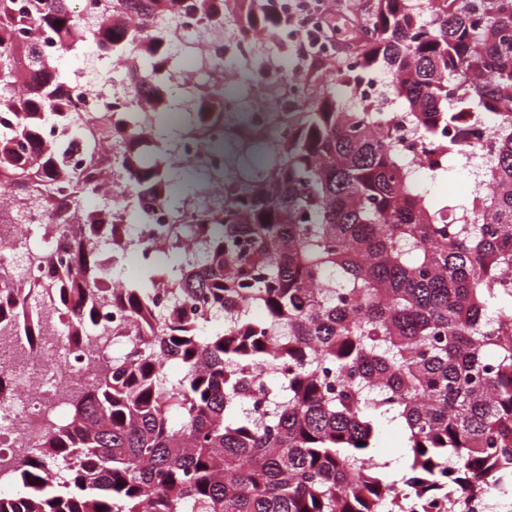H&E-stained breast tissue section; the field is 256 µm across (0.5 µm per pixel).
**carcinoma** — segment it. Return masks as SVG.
I'll return each mask as SVG.
<instances>
[{"mask_svg": "<svg viewBox=\"0 0 512 512\" xmlns=\"http://www.w3.org/2000/svg\"><path fill=\"white\" fill-rule=\"evenodd\" d=\"M88 29L74 0H0V232L35 213L57 217V245L24 283L0 266V336L34 351L60 327L94 358L125 336L135 354L96 369L68 398L65 422L39 428L16 469H0L24 512H464L491 491L512 500V0H378L372 27L336 89L295 109L293 132L236 139L258 161L206 172L212 195L176 202L168 142L141 146L137 120L73 110L81 89L20 38L41 30L61 53L94 41L160 83L151 108L166 126V70L179 54L153 31L187 10L224 22L230 0H111ZM150 67H141V59ZM427 142L433 176L467 146L442 135L471 118L490 129L482 168L493 192L431 202L386 113L352 106L367 72ZM80 140L73 165L68 144ZM120 200L87 211L102 182ZM152 198L170 224L159 269L149 239L127 234ZM141 252L146 281L108 282L109 262ZM124 310L125 326L102 319ZM177 360L179 378L164 361ZM406 430L397 485L369 465L379 417Z\"/></svg>", "mask_w": 512, "mask_h": 512, "instance_id": "cac0c4a2", "label": "carcinoma"}]
</instances>
